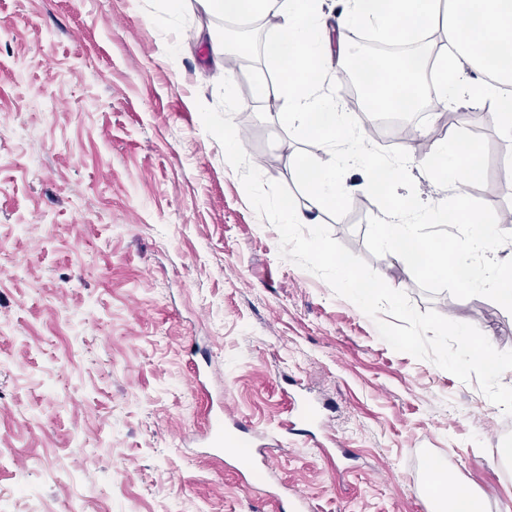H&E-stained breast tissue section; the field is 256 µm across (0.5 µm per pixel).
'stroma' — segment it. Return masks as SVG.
Returning <instances> with one entry per match:
<instances>
[{"label": "stroma", "mask_w": 512, "mask_h": 512, "mask_svg": "<svg viewBox=\"0 0 512 512\" xmlns=\"http://www.w3.org/2000/svg\"><path fill=\"white\" fill-rule=\"evenodd\" d=\"M161 0H0V512H280L297 490L313 512H429L427 464L512 512V416L477 381L395 351L373 319L279 255V233L202 124L219 102L225 30L198 0L160 19ZM269 23L233 81L250 162L298 210L304 159L336 166L357 191L318 223L419 311L488 332L512 351V315L486 297L432 294L396 255L371 256L380 209L363 172L314 150L279 101L258 96L275 69ZM423 137L480 149L467 195L512 211V139L495 108L452 102ZM205 388L192 384L195 366ZM228 400L278 459L269 495L213 456L203 437ZM320 409L313 437L287 430L291 404Z\"/></svg>", "instance_id": "1"}]
</instances>
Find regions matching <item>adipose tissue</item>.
<instances>
[{
	"mask_svg": "<svg viewBox=\"0 0 512 512\" xmlns=\"http://www.w3.org/2000/svg\"><path fill=\"white\" fill-rule=\"evenodd\" d=\"M199 2L206 11L227 20L260 13L279 17L278 30L265 46L279 77L262 92L282 102L289 122L298 124L318 151L328 154L336 144H343L344 163L365 172L364 189L382 181L393 184L403 166L366 149L360 138L352 137L349 114L330 90L337 76L326 65L329 56L347 58L358 70L374 68L372 62L349 55L346 32L374 28L385 40L406 42L417 30L442 27L448 54L437 66L439 77L432 91H425L417 72L405 65L374 68L378 78L373 90L380 111L412 112L429 97L439 109L463 98L487 101L499 106L501 130L512 137V0H339L341 10L332 26L326 21L325 0ZM485 51L506 64V78L493 83L464 79L465 68H480V55ZM415 163L431 180H449L456 172L471 173L479 167L476 146L462 145L456 138L432 155L417 156ZM297 172L311 190L308 210L296 211L290 201L280 200L276 208L282 223H309L310 212L346 203L352 196L351 187L337 176L335 168L301 161Z\"/></svg>",
	"mask_w": 512,
	"mask_h": 512,
	"instance_id": "adipose-tissue-1",
	"label": "adipose tissue"
}]
</instances>
